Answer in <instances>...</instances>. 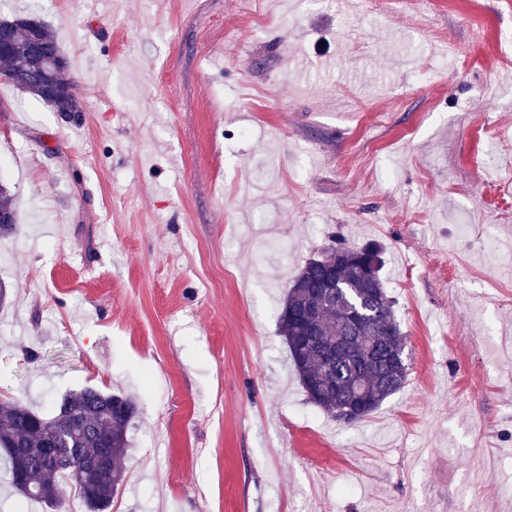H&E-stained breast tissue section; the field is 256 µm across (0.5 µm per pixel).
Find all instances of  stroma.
I'll list each match as a JSON object with an SVG mask.
<instances>
[{
  "instance_id": "35a3bbf8",
  "label": "stroma",
  "mask_w": 512,
  "mask_h": 512,
  "mask_svg": "<svg viewBox=\"0 0 512 512\" xmlns=\"http://www.w3.org/2000/svg\"><path fill=\"white\" fill-rule=\"evenodd\" d=\"M84 103L0 81V400L139 416L107 512H512V0H8ZM382 250L407 384L308 402L280 304ZM16 223L14 197L10 190L0 183V237L13 233Z\"/></svg>"
}]
</instances>
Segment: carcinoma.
I'll use <instances>...</instances> for the list:
<instances>
[{
	"label": "carcinoma",
	"instance_id": "obj_1",
	"mask_svg": "<svg viewBox=\"0 0 512 512\" xmlns=\"http://www.w3.org/2000/svg\"><path fill=\"white\" fill-rule=\"evenodd\" d=\"M1 42L7 48L0 50V75L16 89L56 112L83 111L75 83L64 77L68 62L48 24L29 15L1 19ZM16 223L14 197L0 183V237L13 233ZM379 259L373 245L329 247L301 269L278 317L308 401L346 426L376 411L409 375L407 343L380 279ZM326 262L336 273L337 301L359 311V324L354 328L335 309L322 308L313 317L321 342L307 347L288 311L317 287ZM53 409L46 419L18 401L0 402V449L20 506H59L60 484L77 483L81 471L93 486L90 494L78 490L87 512H105L125 482L121 460L131 444L137 403L124 393L84 386L66 393Z\"/></svg>",
	"mask_w": 512,
	"mask_h": 512
}]
</instances>
